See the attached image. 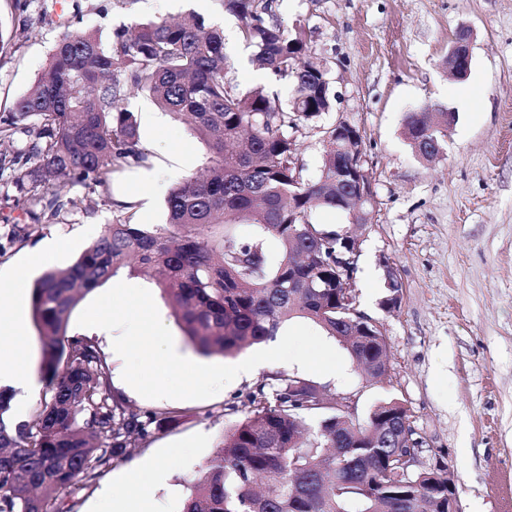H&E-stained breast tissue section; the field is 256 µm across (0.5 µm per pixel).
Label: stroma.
I'll use <instances>...</instances> for the list:
<instances>
[{"label": "stroma", "instance_id": "1", "mask_svg": "<svg viewBox=\"0 0 512 512\" xmlns=\"http://www.w3.org/2000/svg\"><path fill=\"white\" fill-rule=\"evenodd\" d=\"M194 14L229 31L227 78L241 89L262 87L289 104L293 85L269 83L241 33L242 23L221 0H0V28L10 39L0 63V119L38 80L64 29L94 32L110 42L116 29ZM269 23L303 29L310 56L326 66L337 99L321 123L348 121L361 133L364 169L374 194L371 222L357 232L353 275L357 309L378 322L389 370L365 381L346 359L349 383L318 377L327 394L348 398L353 419L366 420L383 400L412 414L423 439L418 466L444 458L454 475L461 512H512V0H274ZM474 35L467 76H449L446 60L460 28ZM425 106L457 114L443 152L425 160L405 133L408 113ZM159 128L139 127L145 166H130L104 185L66 183L63 208L33 224L23 158L40 127L19 122L0 150L19 156L0 167V269L17 266L46 242H65L51 261L63 269L120 213L139 169L152 170L153 223L165 221L173 182L201 172L208 148L184 121L163 113ZM402 285L399 308L380 306L384 265ZM71 333L95 338L111 369L112 388L141 411H174L178 423L151 428L138 447L87 486L63 499L66 512H102L121 494L123 473L164 471L151 488L153 512H179L200 466L234 423L225 407L243 401L267 373H299L295 364L238 377L202 400H151L122 378L113 343L70 322Z\"/></svg>", "mask_w": 512, "mask_h": 512}]
</instances>
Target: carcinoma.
I'll return each mask as SVG.
<instances>
[{
  "label": "carcinoma",
  "mask_w": 512,
  "mask_h": 512,
  "mask_svg": "<svg viewBox=\"0 0 512 512\" xmlns=\"http://www.w3.org/2000/svg\"><path fill=\"white\" fill-rule=\"evenodd\" d=\"M222 2L244 21L257 62L292 79L289 108L262 87L232 85L224 35L191 14L140 24L132 34L119 29L109 44L92 32L62 33L47 69L0 127L4 140L16 122L41 120L30 149L39 160L30 172L41 205L31 213L35 224L61 207L56 180L104 184L119 163L147 161L133 113L121 108L135 91L186 117L210 154L204 176L170 188L166 223L118 218L70 266L36 279L32 312L47 391L35 415L16 422L12 395L0 390V512H63V496L124 458L150 425L177 422L172 411L130 409L112 390L98 344L70 333L78 303L125 271L162 289L188 342L204 354L234 355L304 318L369 376L388 359L383 336L351 340L374 326L344 312V288L336 287V254L352 250L355 238L313 222L314 210L338 207L336 152L325 153L320 176L306 180L289 134L306 124L325 135L319 120L336 96L305 67L314 60L304 32L266 22L272 0ZM429 110L406 117V134L428 127ZM242 221L253 226L247 237L233 229ZM290 275L316 287L295 297ZM325 403L324 387L296 374L277 372L259 384L180 512H447L442 472L398 473L390 457L399 448L371 432L384 415H408L402 404L382 401L361 424Z\"/></svg>",
  "instance_id": "1"
}]
</instances>
